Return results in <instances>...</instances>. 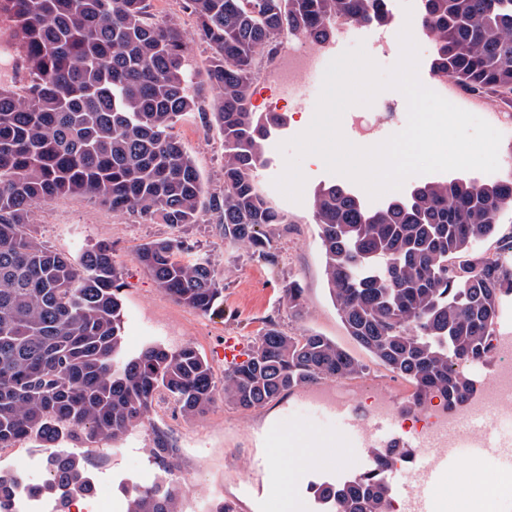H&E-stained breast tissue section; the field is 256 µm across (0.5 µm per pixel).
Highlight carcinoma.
<instances>
[{
  "mask_svg": "<svg viewBox=\"0 0 512 512\" xmlns=\"http://www.w3.org/2000/svg\"><path fill=\"white\" fill-rule=\"evenodd\" d=\"M148 0H0V30L18 48L26 78L0 72V448L28 440L49 449V478L35 491L63 500L89 485L87 460L62 454L67 441L116 440L139 425L160 396L184 417L221 398L243 410L296 387L343 382L368 366L317 333L290 336L273 323L246 360L216 380L192 345L123 348L121 270L100 241L77 260L26 232L33 209L86 195L155 224L198 223L207 209L224 239L275 261L266 228L288 223L257 187L265 141L284 123L257 112V59H275L285 39L318 44L340 20L387 22L386 0H183L210 55L190 72L177 24L148 17ZM421 27L433 37L434 69L467 91L512 103V0H423ZM197 112L224 137V194L202 202L193 158L172 133ZM512 179L454 177L415 187L372 211L340 184L312 200L325 275L348 336L376 364L407 379L415 403L439 394L452 409L472 391L461 365L494 348L501 305L512 297ZM494 240L495 252L478 249ZM137 261L158 288L201 314L224 292L208 259L181 237L140 245ZM303 291L283 290L288 309ZM21 480L0 469V512ZM127 512H179L176 483L123 488ZM326 512H388L381 476L349 487L321 485Z\"/></svg>",
  "mask_w": 512,
  "mask_h": 512,
  "instance_id": "1",
  "label": "carcinoma"
}]
</instances>
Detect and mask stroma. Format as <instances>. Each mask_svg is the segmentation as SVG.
I'll use <instances>...</instances> for the list:
<instances>
[{
  "label": "stroma",
  "mask_w": 512,
  "mask_h": 512,
  "mask_svg": "<svg viewBox=\"0 0 512 512\" xmlns=\"http://www.w3.org/2000/svg\"><path fill=\"white\" fill-rule=\"evenodd\" d=\"M151 14L174 21L181 29L186 56L192 68L204 66L207 46L194 35L195 20L182 7V0H150ZM422 0L403 5L395 0L396 28L411 27L420 44L419 79L430 83L433 51L430 37L420 34L418 19ZM319 89H312L303 105H284L280 112L287 119L285 130L269 140L267 164L257 184L276 210L288 221L275 225L273 239L276 263L269 264L253 255L250 248L225 241L210 212H202L199 223L171 226L152 224L127 213L112 212L84 195L60 196L35 209L28 230L51 250L79 257L83 250L101 240L112 244V260L121 269L124 348L135 353L149 344L177 349L195 346L211 363L216 379H223L226 363L224 343L235 339L243 346L274 322L290 335L319 333L336 341L358 359L365 352L348 336L332 302L324 273V261L311 201L323 184L336 182L348 187L370 209L385 206L393 192L379 198L347 177L326 171L316 156L301 162L305 184L301 202L285 198L273 181L284 170L282 143L305 131L314 116ZM174 134L194 159L203 178L206 194L224 191V138L216 127L206 126L199 114L183 116ZM180 236L194 243L205 254L218 280L224 285V300L214 313L204 315L176 303L156 285L150 272L135 258L137 248L146 242ZM299 283L304 290L301 313L288 310L283 290L288 283ZM350 397L361 406L383 398L394 410L397 425L411 426L431 412L444 410L440 399L425 406L414 403V388L384 368L370 365L367 373L345 382ZM336 397V385L324 381L285 393L264 407L243 410L216 402L205 415L188 419L167 398H158L147 419L117 441L85 445L90 470H97L101 457H108L115 486L113 496L124 503L122 482H152L164 474L153 456L158 442L174 450L175 478L189 477V488L180 494V512H213L218 503L232 506L233 512H280L283 495L297 502V512H319L313 488L325 482H344L347 473L336 462V419L325 413ZM274 430L295 436L307 433L320 439L317 464L309 466L288 483L276 484L267 474L271 458L266 438Z\"/></svg>",
  "instance_id": "1"
}]
</instances>
